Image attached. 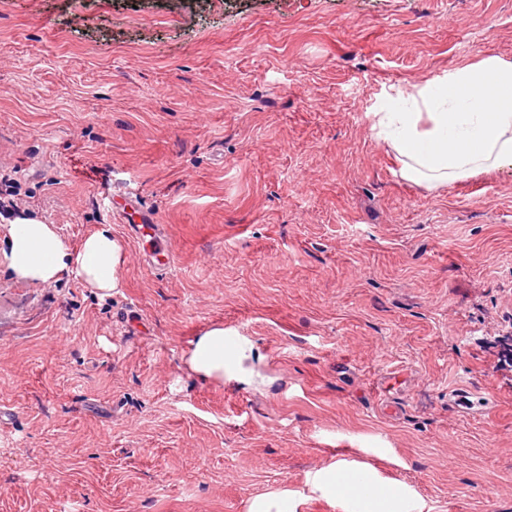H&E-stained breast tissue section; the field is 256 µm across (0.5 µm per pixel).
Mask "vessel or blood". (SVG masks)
Listing matches in <instances>:
<instances>
[{"mask_svg":"<svg viewBox=\"0 0 512 512\" xmlns=\"http://www.w3.org/2000/svg\"><path fill=\"white\" fill-rule=\"evenodd\" d=\"M109 204L119 212L124 223L128 224L133 238L148 240L150 247L143 252L146 266L154 271L167 267L174 256V245L158 216L145 210L137 195L130 192L110 199Z\"/></svg>","mask_w":512,"mask_h":512,"instance_id":"1","label":"vessel or blood"}]
</instances>
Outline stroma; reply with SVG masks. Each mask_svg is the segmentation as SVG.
Returning <instances> with one entry per match:
<instances>
[{
  "label": "stroma",
  "mask_w": 512,
  "mask_h": 512,
  "mask_svg": "<svg viewBox=\"0 0 512 512\" xmlns=\"http://www.w3.org/2000/svg\"><path fill=\"white\" fill-rule=\"evenodd\" d=\"M512 64V0H0V178L122 284L0 268V512H248L352 448L430 512H512V168L402 177L394 97ZM175 254L148 270L101 188ZM221 327L262 383L183 356ZM401 402L395 417L383 397Z\"/></svg>",
  "instance_id": "obj_1"
}]
</instances>
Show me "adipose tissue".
<instances>
[{
	"label": "adipose tissue",
	"instance_id": "adipose-tissue-1",
	"mask_svg": "<svg viewBox=\"0 0 512 512\" xmlns=\"http://www.w3.org/2000/svg\"><path fill=\"white\" fill-rule=\"evenodd\" d=\"M404 178L441 184L486 167L512 166V65L493 59L455 70L416 90L412 108L379 113ZM122 243L100 228L71 247L53 225L30 218L10 224L0 265L17 279L51 284L70 272L101 296L120 285ZM261 356L252 341L239 337L224 349V330L205 329L189 344L186 364L204 380L258 381ZM310 494L336 503L340 512H428L410 484L381 475L373 465L338 457L312 472Z\"/></svg>",
	"mask_w": 512,
	"mask_h": 512
}]
</instances>
